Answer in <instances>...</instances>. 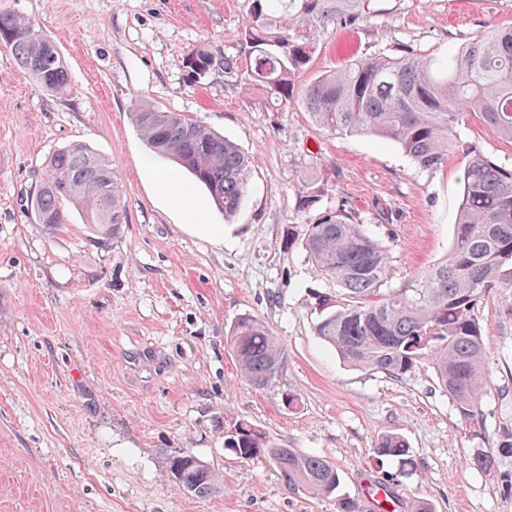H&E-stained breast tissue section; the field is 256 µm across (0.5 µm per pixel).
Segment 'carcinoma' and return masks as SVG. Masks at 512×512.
Returning a JSON list of instances; mask_svg holds the SVG:
<instances>
[{
	"label": "carcinoma",
	"instance_id": "carcinoma-1",
	"mask_svg": "<svg viewBox=\"0 0 512 512\" xmlns=\"http://www.w3.org/2000/svg\"><path fill=\"white\" fill-rule=\"evenodd\" d=\"M245 57L224 59V73L260 97L261 112H284L297 101L323 129L336 135L369 134L396 142L420 167L448 162L457 128L478 116L512 142V24L466 44L444 61L413 50L391 57H356L322 74L295 98L294 81L317 49L319 32L352 22L366 0H248ZM0 44L45 92L62 97L68 78L56 43L29 19L0 13ZM216 57L200 46L186 60L188 80L204 79ZM133 119L149 151L171 158L210 194L230 218L242 208L250 175L248 157L205 124L176 112L137 105ZM462 200L449 258L403 288L388 287L390 253L363 221L341 204L308 225L303 246L315 271L336 282V295L318 296L316 335L349 364L396 378L423 361L432 367L461 420L484 431L481 394L487 367L476 310L493 287L512 288V168L472 151L462 178ZM36 223L53 232L78 211L83 223L117 238L127 211L122 185L109 162L85 145L52 153L31 198ZM241 379L264 390L288 365L278 338L251 315L238 317L227 336ZM224 447L244 461L264 458L289 491L336 497L337 512H365L359 500L339 494L342 477L326 457L282 448L249 422L224 432ZM377 459L412 464L406 441L378 438ZM512 461V430L497 433L491 448H477L469 465L494 476ZM167 472L197 497L224 491L222 476L187 448L168 458Z\"/></svg>",
	"mask_w": 512,
	"mask_h": 512
}]
</instances>
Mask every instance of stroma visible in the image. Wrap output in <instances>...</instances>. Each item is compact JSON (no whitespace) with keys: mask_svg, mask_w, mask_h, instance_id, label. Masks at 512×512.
Returning a JSON list of instances; mask_svg holds the SVG:
<instances>
[{"mask_svg":"<svg viewBox=\"0 0 512 512\" xmlns=\"http://www.w3.org/2000/svg\"><path fill=\"white\" fill-rule=\"evenodd\" d=\"M58 45L68 92L56 98L0 45V512H336L332 498L291 493L266 461L224 446L235 423L284 448L325 456L341 492L368 512H512V490L468 465L512 428V288L486 293L485 431L469 432L429 364L395 378L345 363L314 332L319 276L302 240L319 213L346 203L388 246L390 287L445 260L470 149L512 167V142L475 116L459 126L446 166H417L394 142L340 136L300 105L252 109L215 66L197 85L184 62L198 46L244 56L246 0H0ZM512 23V0H369L358 21L329 27L303 82L355 56L410 48L435 60ZM148 104L202 121L249 157L246 202L233 218L206 204L223 240L194 235L141 169L133 120ZM81 143L109 159L128 220L102 239L78 212L53 233L30 208L56 149ZM323 196L301 206L310 176ZM249 314L288 354L279 383H244L226 344ZM297 396L288 407L283 393ZM405 439L417 467L375 459L378 437ZM191 449L224 476V492L188 494L167 478L169 454ZM392 481L396 503L373 487Z\"/></svg>","mask_w":512,"mask_h":512,"instance_id":"35a3bbf8","label":"stroma"}]
</instances>
